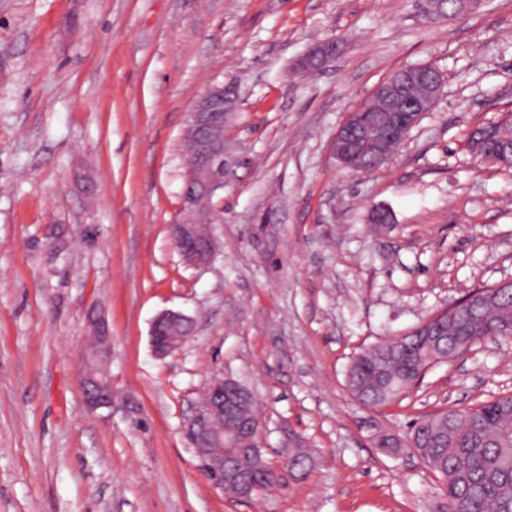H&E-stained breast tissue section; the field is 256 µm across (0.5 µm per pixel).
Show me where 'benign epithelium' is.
<instances>
[{
	"mask_svg": "<svg viewBox=\"0 0 512 512\" xmlns=\"http://www.w3.org/2000/svg\"><path fill=\"white\" fill-rule=\"evenodd\" d=\"M335 53L336 44L325 42L309 49L299 66L307 73L317 71ZM434 71L428 65L414 72L394 71L371 94L372 102L382 109L380 117H372L364 107L348 115L330 142V153L342 167L358 172L367 154L377 167L392 156L441 90L442 75L436 76ZM418 79L431 87L429 96L420 100L409 94L410 85ZM237 99L235 87L214 86L195 101L188 113V122L198 128L192 144L195 161L185 171L180 215L169 225L170 238L188 266H205L216 253L211 232L215 220L213 199L231 181L233 167L239 161L236 146L226 134ZM192 326V319L182 312L161 313L150 330L155 356L164 358L178 350L191 335ZM86 328L90 341L82 352V388L86 407L95 412L112 408V388L102 387L94 372L95 363L110 362L112 336L101 311L88 316ZM251 396L253 393L238 382L215 377L207 387L206 398L196 404L185 425V435L206 477L221 491L227 482L237 485L241 500L252 498L253 490L258 488L242 460L257 458L264 450L260 421L239 412L240 402Z\"/></svg>",
	"mask_w": 512,
	"mask_h": 512,
	"instance_id": "1",
	"label": "benign epithelium"
}]
</instances>
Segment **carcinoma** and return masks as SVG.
I'll list each match as a JSON object with an SVG mask.
<instances>
[{
    "instance_id": "obj_1",
    "label": "carcinoma",
    "mask_w": 512,
    "mask_h": 512,
    "mask_svg": "<svg viewBox=\"0 0 512 512\" xmlns=\"http://www.w3.org/2000/svg\"><path fill=\"white\" fill-rule=\"evenodd\" d=\"M486 301L461 308L454 321L437 325L440 337L415 329L389 336L349 363L346 387L368 407L402 399L427 369L458 354L465 326L472 344L489 331L512 338V288L484 287ZM445 485L448 512H512V394L485 401L465 413L441 411L423 417L407 438ZM294 470L303 473L311 457L298 445L289 449Z\"/></svg>"
}]
</instances>
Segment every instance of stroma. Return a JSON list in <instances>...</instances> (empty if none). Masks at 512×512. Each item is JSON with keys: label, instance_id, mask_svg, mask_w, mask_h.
<instances>
[{"label": "stroma", "instance_id": "obj_1", "mask_svg": "<svg viewBox=\"0 0 512 512\" xmlns=\"http://www.w3.org/2000/svg\"><path fill=\"white\" fill-rule=\"evenodd\" d=\"M329 40L325 68L298 69ZM409 63L443 74L432 108L380 168L341 167L337 130ZM223 83L241 161L215 200L216 255L193 268L168 226L187 114ZM510 116L512 0L439 20L423 0H0V512H447L422 458L377 438L512 394V339L386 407L354 401L345 373L512 280V167L468 146ZM99 308L113 406L92 412L80 350ZM167 309L194 332L158 358ZM216 375L254 391L274 466L304 441V478L247 502L210 485L183 426Z\"/></svg>", "mask_w": 512, "mask_h": 512}]
</instances>
